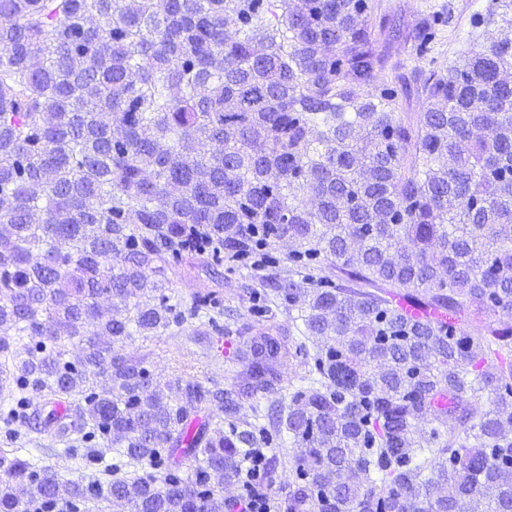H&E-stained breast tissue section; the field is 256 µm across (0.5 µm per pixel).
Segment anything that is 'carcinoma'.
<instances>
[{
    "label": "carcinoma",
    "mask_w": 512,
    "mask_h": 512,
    "mask_svg": "<svg viewBox=\"0 0 512 512\" xmlns=\"http://www.w3.org/2000/svg\"><path fill=\"white\" fill-rule=\"evenodd\" d=\"M382 9L0 0V376L78 397L53 421L64 452L115 451L106 479L66 483L1 451L0 512H224L226 482L272 512H512V40L493 33L512 4L418 15L408 73ZM464 21L487 44L450 67ZM282 238L254 322L166 294L169 255ZM209 328L240 340L229 388L149 387L113 353Z\"/></svg>",
    "instance_id": "1"
}]
</instances>
